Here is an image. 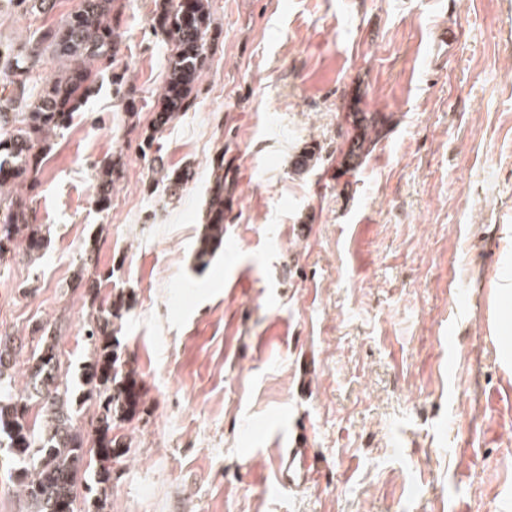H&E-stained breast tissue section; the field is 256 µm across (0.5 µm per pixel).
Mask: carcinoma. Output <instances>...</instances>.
I'll list each match as a JSON object with an SVG mask.
<instances>
[{"mask_svg": "<svg viewBox=\"0 0 512 512\" xmlns=\"http://www.w3.org/2000/svg\"><path fill=\"white\" fill-rule=\"evenodd\" d=\"M159 0L154 29L166 44L167 73L154 112L158 118L144 139L141 155L179 113L191 107L190 96L207 63L213 19L210 0ZM121 9L119 0H79L76 9L59 24L34 31L33 38L16 51L0 43V78L7 79V106H0V257L18 249L32 259L42 254L46 236L30 223L26 199L12 187L28 180L46 153L51 135L66 128L96 86L101 72L118 64L123 32L114 20ZM61 62L60 74L42 86L32 75L48 58ZM351 135L347 149L336 157V176L353 173L369 153L384 127L375 112L348 113ZM218 166L211 188L206 231L200 239L197 260L205 267L213 245L224 239V175ZM98 208L109 210L116 166H98ZM125 300L118 295L108 307L99 306L88 324L87 342L92 357L82 366L80 390H73L58 371L55 341L42 339L38 354L31 357L24 392L16 391L13 368L21 350L0 338V449L11 454L16 479L29 512H66L73 504L78 485L85 479L87 449H96L99 468L94 472L89 493L96 496L95 512H103L106 490L112 486V461L130 447L125 437L112 434L119 421H130L143 404L136 372L126 368L117 342L108 326L123 318ZM37 403L39 424L29 420L32 403ZM87 402L95 409V421L86 430L76 421L75 403Z\"/></svg>", "mask_w": 512, "mask_h": 512, "instance_id": "carcinoma-1", "label": "carcinoma"}]
</instances>
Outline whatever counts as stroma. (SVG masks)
Listing matches in <instances>:
<instances>
[{"label":"stroma","mask_w":512,"mask_h":512,"mask_svg":"<svg viewBox=\"0 0 512 512\" xmlns=\"http://www.w3.org/2000/svg\"><path fill=\"white\" fill-rule=\"evenodd\" d=\"M155 3L121 11L137 114L103 72L35 176L46 250L0 259V336L29 352L53 330L73 384L93 300L125 297L113 334L145 408L121 426L112 512H512V0H211L192 106L154 144L174 192L139 152L166 75ZM51 23L0 0V43ZM448 26L461 41L434 58ZM357 108L385 128L340 178ZM298 423L321 465L301 493L275 483ZM222 169L223 161L220 166H217L207 210V228L200 239V246L196 254L200 267H205L207 264L213 245L219 244L224 239V174L219 173ZM116 167L112 162H103L98 166L99 190L96 204L102 211L109 210L111 206L112 184L117 180Z\"/></svg>","instance_id":"1"}]
</instances>
